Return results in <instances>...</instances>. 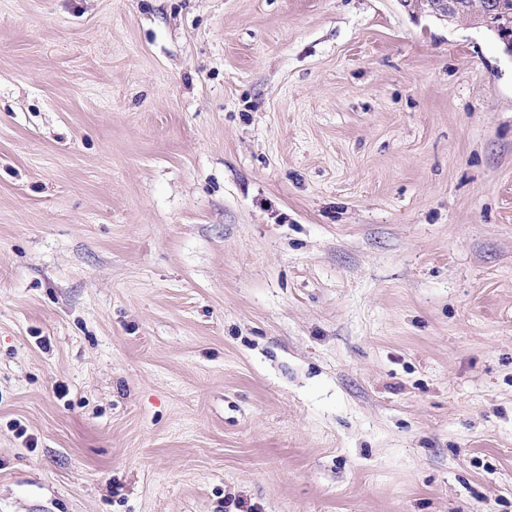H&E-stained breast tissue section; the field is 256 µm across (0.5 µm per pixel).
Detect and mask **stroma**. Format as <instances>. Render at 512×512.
I'll return each mask as SVG.
<instances>
[{
	"label": "stroma",
	"mask_w": 512,
	"mask_h": 512,
	"mask_svg": "<svg viewBox=\"0 0 512 512\" xmlns=\"http://www.w3.org/2000/svg\"><path fill=\"white\" fill-rule=\"evenodd\" d=\"M0 512H512L497 36L0 0Z\"/></svg>",
	"instance_id": "obj_1"
}]
</instances>
